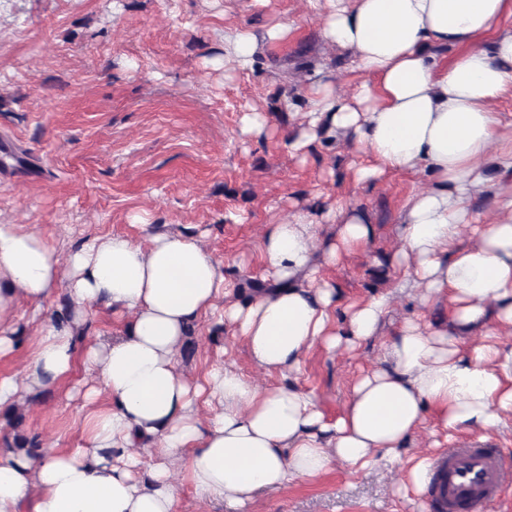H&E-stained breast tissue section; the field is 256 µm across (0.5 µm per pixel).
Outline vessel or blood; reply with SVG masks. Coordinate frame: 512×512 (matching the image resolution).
<instances>
[{
    "label": "vessel or blood",
    "instance_id": "b4317fda",
    "mask_svg": "<svg viewBox=\"0 0 512 512\" xmlns=\"http://www.w3.org/2000/svg\"><path fill=\"white\" fill-rule=\"evenodd\" d=\"M511 483L512 468L500 451L478 441L449 449L431 464L436 512H485Z\"/></svg>",
    "mask_w": 512,
    "mask_h": 512
}]
</instances>
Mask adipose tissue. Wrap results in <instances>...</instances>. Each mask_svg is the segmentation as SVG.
Instances as JSON below:
<instances>
[{
    "label": "adipose tissue",
    "mask_w": 512,
    "mask_h": 512,
    "mask_svg": "<svg viewBox=\"0 0 512 512\" xmlns=\"http://www.w3.org/2000/svg\"><path fill=\"white\" fill-rule=\"evenodd\" d=\"M324 4L322 38L348 52L357 79L343 92L334 70L320 67L302 88L307 110L288 148L340 138L367 157L352 169L359 184L388 172L426 176L397 228L402 278L392 291L346 301L321 277L375 236L342 200L265 226L260 263L272 285L248 297L189 232L63 248L34 225L0 223V355L19 347V303L36 324L24 369L0 376V409L67 378L75 358L87 373L73 393L81 445L48 449L38 462L0 448V512H173L186 484L245 512L262 492L337 463L397 462L427 420L484 439L512 421V131L493 108L512 91V0ZM487 192L496 214L475 222L471 202ZM323 224L332 233L322 242ZM61 287L68 314L46 313ZM397 295L425 309L447 305L448 317L388 328ZM101 308L125 319L124 333L82 341ZM205 314L270 375L299 374L314 345L353 349L382 335L385 365L362 371L331 418L313 393L259 386L226 362L182 373L180 347Z\"/></svg>",
    "instance_id": "1"
}]
</instances>
